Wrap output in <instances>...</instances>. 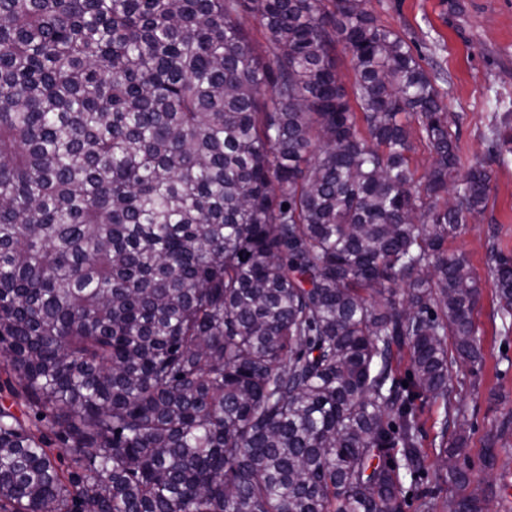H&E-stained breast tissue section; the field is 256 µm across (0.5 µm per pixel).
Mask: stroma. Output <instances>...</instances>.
Returning a JSON list of instances; mask_svg holds the SVG:
<instances>
[{
    "label": "stroma",
    "mask_w": 512,
    "mask_h": 512,
    "mask_svg": "<svg viewBox=\"0 0 512 512\" xmlns=\"http://www.w3.org/2000/svg\"><path fill=\"white\" fill-rule=\"evenodd\" d=\"M377 23L403 36L423 67L445 74L442 104L458 118L451 131L464 160H485L491 173L487 207L477 222L449 238L448 249L464 255L481 295L473 312L482 354L480 366L457 363V402L466 409L467 466L472 486L505 488L496 512H512V434L499 442L494 468L483 465L489 436L512 416V333L504 334L488 267L490 246L512 253V160L486 158L492 127L512 134V0H369Z\"/></svg>",
    "instance_id": "obj_1"
}]
</instances>
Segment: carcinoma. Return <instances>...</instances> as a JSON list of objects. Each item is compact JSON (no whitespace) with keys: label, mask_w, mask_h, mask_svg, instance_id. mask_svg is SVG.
Returning <instances> with one entry per match:
<instances>
[{"label":"carcinoma","mask_w":512,"mask_h":512,"mask_svg":"<svg viewBox=\"0 0 512 512\" xmlns=\"http://www.w3.org/2000/svg\"><path fill=\"white\" fill-rule=\"evenodd\" d=\"M366 4L0 0V512H404L448 337L482 362L448 236L490 176Z\"/></svg>","instance_id":"carcinoma-1"}]
</instances>
